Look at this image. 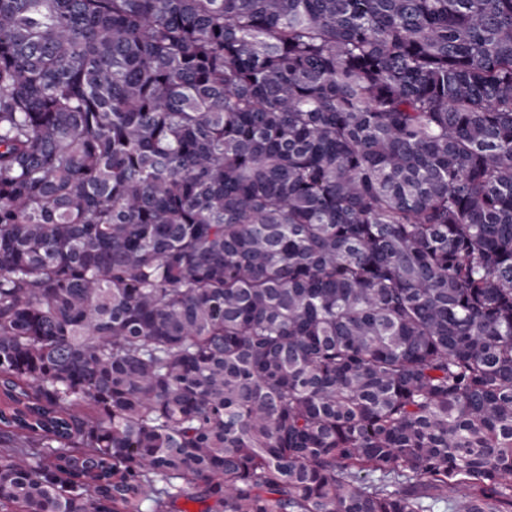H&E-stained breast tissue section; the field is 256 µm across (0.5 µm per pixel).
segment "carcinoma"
Returning a JSON list of instances; mask_svg holds the SVG:
<instances>
[{
	"mask_svg": "<svg viewBox=\"0 0 512 512\" xmlns=\"http://www.w3.org/2000/svg\"><path fill=\"white\" fill-rule=\"evenodd\" d=\"M512 512V0H0V512Z\"/></svg>",
	"mask_w": 512,
	"mask_h": 512,
	"instance_id": "obj_1",
	"label": "carcinoma"
}]
</instances>
